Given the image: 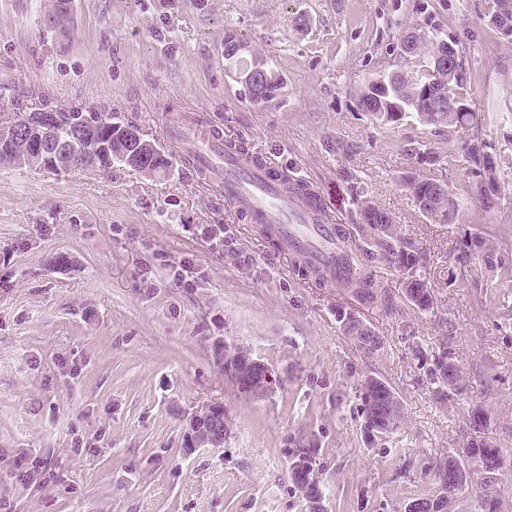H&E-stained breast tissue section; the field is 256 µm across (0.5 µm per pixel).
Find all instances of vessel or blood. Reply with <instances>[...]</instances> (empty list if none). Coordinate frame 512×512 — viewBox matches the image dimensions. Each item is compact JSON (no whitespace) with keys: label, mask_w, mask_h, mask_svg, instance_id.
Wrapping results in <instances>:
<instances>
[{"label":"vessel or blood","mask_w":512,"mask_h":512,"mask_svg":"<svg viewBox=\"0 0 512 512\" xmlns=\"http://www.w3.org/2000/svg\"><path fill=\"white\" fill-rule=\"evenodd\" d=\"M170 134L186 145L188 156L198 158L221 188L230 209L250 223L262 225L282 253L329 277L345 274L335 225L324 223L321 208L289 190L274 169L253 153L228 150L223 135L212 125L184 128L175 124Z\"/></svg>","instance_id":"b4317fda"}]
</instances>
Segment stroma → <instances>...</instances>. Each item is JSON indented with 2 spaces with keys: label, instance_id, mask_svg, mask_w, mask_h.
Returning a JSON list of instances; mask_svg holds the SVG:
<instances>
[{
  "label": "stroma",
  "instance_id": "stroma-1",
  "mask_svg": "<svg viewBox=\"0 0 512 512\" xmlns=\"http://www.w3.org/2000/svg\"><path fill=\"white\" fill-rule=\"evenodd\" d=\"M492 0H0V119L39 109L101 112L132 124L171 160L149 178L120 163L57 174L0 165V512H405L439 489L428 470L471 433L481 406L503 461L498 512H512V45L484 18ZM443 28L466 51L474 132L493 145L501 196L482 208L447 132L408 117L377 122L356 94L403 67L401 40ZM234 30L275 60L278 100H247L224 72ZM204 121L284 175L318 190L330 223L364 247L354 200L393 218L428 260L434 307L413 309L406 276L370 275L399 311L305 279L218 185L180 157L168 120ZM355 145L350 158L335 151ZM441 160L459 221L418 210L405 150ZM493 245L473 283L454 260L465 235ZM349 308L381 345L359 346L336 319ZM237 347L280 381L248 397L219 354ZM448 347L469 390L439 402L421 352ZM383 381L396 423L371 437L359 388ZM222 404L221 447L185 453L202 406ZM314 451L319 502L289 476ZM40 461L28 481L16 458Z\"/></svg>",
  "mask_w": 512,
  "mask_h": 512
}]
</instances>
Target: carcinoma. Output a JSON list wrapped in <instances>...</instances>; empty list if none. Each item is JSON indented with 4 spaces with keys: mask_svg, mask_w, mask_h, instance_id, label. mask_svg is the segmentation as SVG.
I'll return each instance as SVG.
<instances>
[{
    "mask_svg": "<svg viewBox=\"0 0 512 512\" xmlns=\"http://www.w3.org/2000/svg\"><path fill=\"white\" fill-rule=\"evenodd\" d=\"M414 38L413 47L403 51V55L409 59L407 68L383 77L387 84L385 89L378 86L377 79L369 83L358 96V107L383 123L396 122L405 113L411 112L426 125L448 127V134L455 136L460 157L476 174L473 186L475 199L483 208H491L495 206L501 188L498 173L484 168L483 156L471 152V143L480 141V137L470 133L478 123V117L467 98L465 50L441 28L422 30L414 34ZM449 46L456 49V54H448V63L459 74L453 91L457 102L452 106L448 104V98L440 93V87L434 86V82L429 79V68L434 57ZM256 53L258 50L234 31L224 32L225 74L242 86L244 94L251 102L265 105L274 102L279 96L284 79L272 61L269 62L266 72H252V59ZM112 128V118L105 115L96 118L95 123L85 125L83 137L78 143L79 159L88 164L96 162L105 167L110 166V162L100 157L98 146L110 139ZM131 150L133 158L129 163L130 167L137 170L149 167L163 174L168 170L169 160L161 153L145 151L135 146ZM405 155L410 164L407 177L412 179L408 184V193L418 209L444 224L456 222L459 217L457 197H447V188L439 181L424 175V172L433 170L437 164V161L431 159L432 152L410 145L405 149ZM357 205L364 223L370 229L371 248L365 251L364 259L360 262L350 252H345L351 270L348 275L336 280V283L344 285L356 282L354 298L357 301L369 306H379L390 315L397 310L393 296L379 288L377 282L361 269L363 262H385L407 271L409 281L405 288V297L418 310L430 311L434 305L431 290L422 280L416 278V271L426 263L425 252L416 244L401 240L392 217L371 200L359 198ZM484 245L485 242L479 239L464 237L456 247V263L466 268L475 281L485 278L487 270L493 268L492 252L484 250ZM425 365L434 383H445L444 387L436 388L437 400L446 402L468 390V385L463 383L458 368L447 351L442 349L432 355ZM392 397L393 392L382 381L372 390L360 393L365 422L373 427L385 428L383 420L391 415ZM488 422V417L482 415V412L473 411L470 423L475 436L468 438L466 442L470 452L462 458H448L450 470L446 480L456 481L458 487L465 490L469 487V464L480 467L484 476L480 483L481 493L476 495L477 506L480 512H497V501L490 494V487L499 481L501 457L499 449L484 436ZM295 468L299 473L292 475L293 483L303 489L305 481L300 474L308 477L313 475L310 450L296 449Z\"/></svg>",
    "mask_w": 512,
    "mask_h": 512,
    "instance_id": "carcinoma-1",
    "label": "carcinoma"
}]
</instances>
